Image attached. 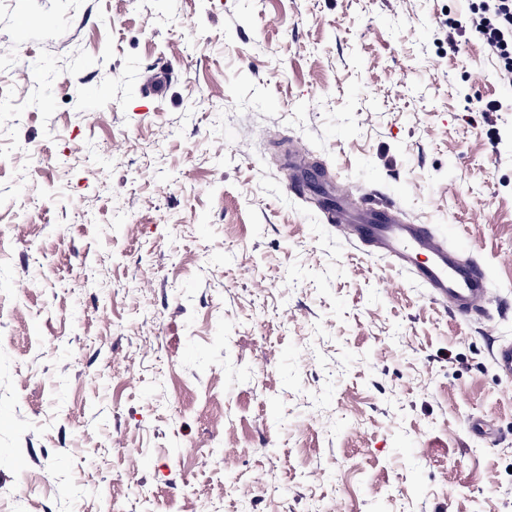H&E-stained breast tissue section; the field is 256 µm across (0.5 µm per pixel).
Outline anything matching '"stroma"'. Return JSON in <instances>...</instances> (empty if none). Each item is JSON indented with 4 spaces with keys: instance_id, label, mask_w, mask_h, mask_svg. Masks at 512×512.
Masks as SVG:
<instances>
[{
    "instance_id": "35a3bbf8",
    "label": "stroma",
    "mask_w": 512,
    "mask_h": 512,
    "mask_svg": "<svg viewBox=\"0 0 512 512\" xmlns=\"http://www.w3.org/2000/svg\"><path fill=\"white\" fill-rule=\"evenodd\" d=\"M451 18L0 0L9 512H512V87L476 37L450 50ZM298 147L478 259L487 311L453 316L286 192Z\"/></svg>"
}]
</instances>
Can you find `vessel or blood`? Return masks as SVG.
<instances>
[{"instance_id":"b4317fda","label":"vessel or blood","mask_w":512,"mask_h":512,"mask_svg":"<svg viewBox=\"0 0 512 512\" xmlns=\"http://www.w3.org/2000/svg\"><path fill=\"white\" fill-rule=\"evenodd\" d=\"M329 220L364 252L394 261L457 316L485 311L490 288L478 260L461 259L429 225L413 223L399 207L375 202L362 209L345 201Z\"/></svg>"}]
</instances>
